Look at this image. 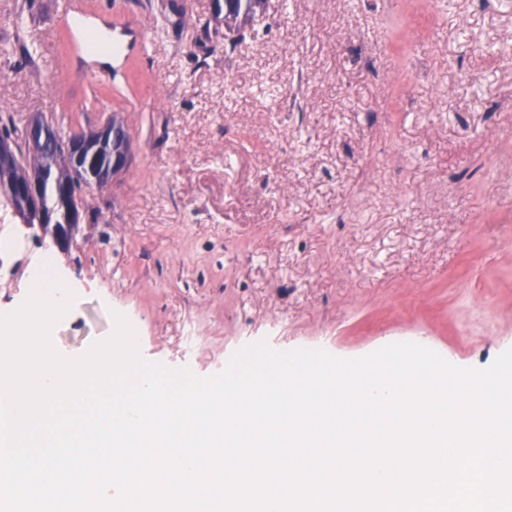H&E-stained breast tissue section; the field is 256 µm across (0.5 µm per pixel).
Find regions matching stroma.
Here are the masks:
<instances>
[{"label":"stroma","mask_w":512,"mask_h":512,"mask_svg":"<svg viewBox=\"0 0 512 512\" xmlns=\"http://www.w3.org/2000/svg\"><path fill=\"white\" fill-rule=\"evenodd\" d=\"M58 0H0V113L61 135L120 118L133 159L84 189L69 250L0 210V314L52 255L66 356L135 326L207 376L240 348L356 358L412 342L461 368L512 348V0H265L203 37L216 0H140L151 40L114 83L48 65Z\"/></svg>","instance_id":"obj_1"}]
</instances>
